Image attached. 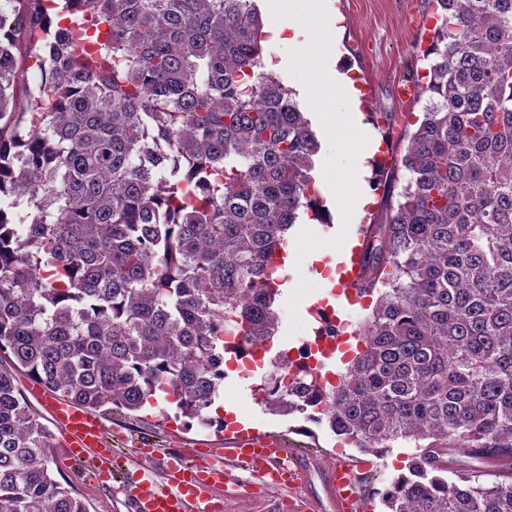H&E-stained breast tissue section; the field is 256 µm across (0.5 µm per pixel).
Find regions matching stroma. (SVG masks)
Returning <instances> with one entry per match:
<instances>
[{
    "label": "stroma",
    "mask_w": 512,
    "mask_h": 512,
    "mask_svg": "<svg viewBox=\"0 0 512 512\" xmlns=\"http://www.w3.org/2000/svg\"><path fill=\"white\" fill-rule=\"evenodd\" d=\"M331 12L339 13L343 21L337 35L341 54L339 72L349 75L362 94V114L366 119L365 130L371 131L375 141H382L383 132L373 127L367 116L372 112L406 113L420 116L426 104L418 99L405 106L395 98L394 87L398 80L416 77L417 44H428L430 37L423 31L413 29L409 17L413 14L431 15L432 4L428 0H327ZM294 47L275 43L268 50V57L275 66L274 73L290 89L307 117L312 122L321 148L315 158L314 178L330 176L339 183L347 184L361 178L373 182L374 172L358 173V144L349 142L346 130L325 125L317 105L322 91L313 85L298 86V75L294 64ZM303 225L297 224L289 232L290 243L296 244L297 254L288 273L292 287L282 288L278 306L294 311L295 318L289 323H280L274 341L266 354L268 362L257 368L250 376H241L232 371L224 380V389L215 399L216 406L225 401L235 402L245 414L250 427L282 435L284 443L294 458L295 464L307 473V481L292 492H285L262 485L251 471H239L240 479L247 481V489L227 490L224 494V512H287V500H304L313 512H332L325 490V469L330 460L350 461L359 464L360 493L369 503V512H381L379 493L388 487L392 479L405 473L413 450L399 444L389 451L373 455L355 448L335 436L325 425L307 421L304 415L279 416L254 404L252 398L239 396L238 385L244 382L260 383L271 373V360L281 353L295 350L301 344L304 324L297 312L304 304L315 301L321 294L322 285L317 271L313 270L309 256L322 249L343 250V243L322 245L315 239L305 238ZM107 425L126 434L159 441L164 449H174L195 456L209 448L224 445L223 433L207 429L186 417L176 416L169 400L163 399L138 413L112 412L105 414ZM58 465L54 476L63 484H70L86 503L88 512H135L132 501L118 483L90 482L83 468L72 465L66 458L64 448H56Z\"/></svg>",
    "instance_id": "obj_1"
}]
</instances>
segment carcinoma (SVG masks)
Wrapping results in <instances>:
<instances>
[{
    "instance_id": "obj_1",
    "label": "carcinoma",
    "mask_w": 512,
    "mask_h": 512,
    "mask_svg": "<svg viewBox=\"0 0 512 512\" xmlns=\"http://www.w3.org/2000/svg\"><path fill=\"white\" fill-rule=\"evenodd\" d=\"M0 9V512H87L15 385L86 409L209 408L227 355L270 340L276 254L317 206L320 143L258 71L254 0H8ZM429 104L363 243L364 343L338 385L265 408L364 451L404 440L387 512H512V0H433ZM42 80L19 106L28 45ZM487 466L448 471V450Z\"/></svg>"
}]
</instances>
